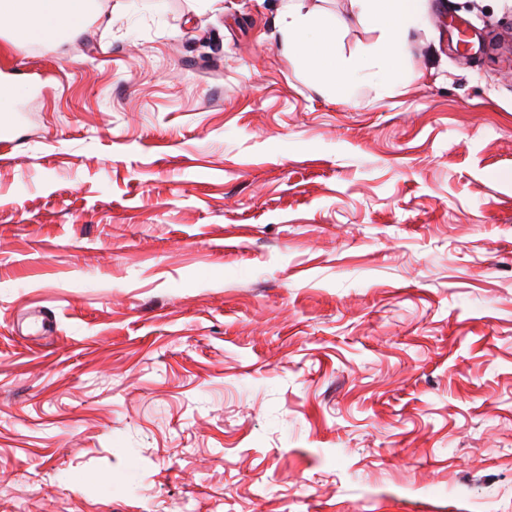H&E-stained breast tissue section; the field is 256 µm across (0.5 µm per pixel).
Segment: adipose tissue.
<instances>
[{
    "mask_svg": "<svg viewBox=\"0 0 512 512\" xmlns=\"http://www.w3.org/2000/svg\"><path fill=\"white\" fill-rule=\"evenodd\" d=\"M365 22L382 34L378 56L388 58L399 52L410 31L424 15V0H355ZM87 0H0V27L13 29L17 37L52 39L62 30L77 25L85 15ZM335 32L320 25L317 18L290 12L280 32L285 53L301 56L315 65L317 75L331 73L329 52Z\"/></svg>",
    "mask_w": 512,
    "mask_h": 512,
    "instance_id": "ef3b65f1",
    "label": "adipose tissue"
}]
</instances>
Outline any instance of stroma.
<instances>
[{"label": "stroma", "mask_w": 512, "mask_h": 512, "mask_svg": "<svg viewBox=\"0 0 512 512\" xmlns=\"http://www.w3.org/2000/svg\"><path fill=\"white\" fill-rule=\"evenodd\" d=\"M425 5L0 32V512H512V0ZM425 0H353L365 22L382 34L378 57L399 52L410 31L419 26ZM290 21L280 31V45L289 56H302L315 63L316 74L327 77L331 74L329 52L334 46L335 31L320 26L317 18L288 11Z\"/></svg>", "instance_id": "stroma-1"}]
</instances>
